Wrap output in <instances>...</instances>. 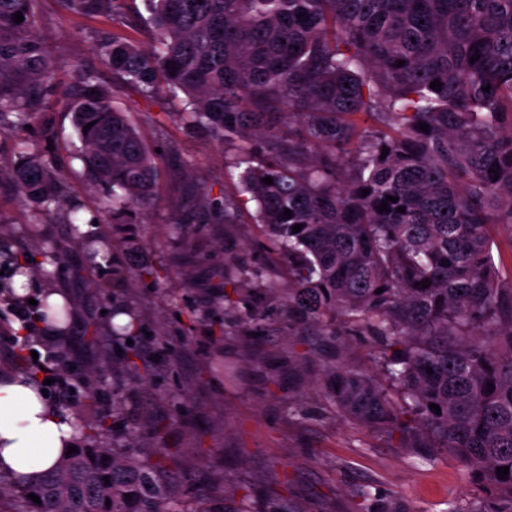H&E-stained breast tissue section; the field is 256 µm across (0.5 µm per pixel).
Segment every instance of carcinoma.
<instances>
[{"label": "carcinoma", "instance_id": "carcinoma-1", "mask_svg": "<svg viewBox=\"0 0 512 512\" xmlns=\"http://www.w3.org/2000/svg\"><path fill=\"white\" fill-rule=\"evenodd\" d=\"M62 2L143 26L153 45L103 31L96 50L112 84L83 66L65 80L39 33V0H0V134L39 122V140H18L7 174L20 202L44 215L71 202L39 146L55 137L60 100L84 181L112 199V221L133 222L156 197L158 171L114 93L184 95L189 127L229 158L224 204L188 186L178 223L202 214L257 225L288 256V323L336 344L325 385L336 412L454 455L473 487L452 512H512V281L491 233L512 228V0H146V18L127 16L126 0ZM388 195L397 202L381 213ZM246 275L224 259V284ZM112 279L138 281L116 259ZM356 336L377 350L385 382L346 362ZM120 407L112 400L107 427L91 403L77 451L32 485L0 480V498L13 512H197L180 498L166 449L144 455L146 428L117 421Z\"/></svg>", "mask_w": 512, "mask_h": 512}]
</instances>
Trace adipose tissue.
Listing matches in <instances>:
<instances>
[{
    "instance_id": "1",
    "label": "adipose tissue",
    "mask_w": 512,
    "mask_h": 512,
    "mask_svg": "<svg viewBox=\"0 0 512 512\" xmlns=\"http://www.w3.org/2000/svg\"><path fill=\"white\" fill-rule=\"evenodd\" d=\"M75 443L70 414L49 403L37 382L10 373L0 378V473L36 480Z\"/></svg>"
}]
</instances>
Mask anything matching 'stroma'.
<instances>
[{
    "label": "stroma",
    "instance_id": "35a3bbf8",
    "mask_svg": "<svg viewBox=\"0 0 512 512\" xmlns=\"http://www.w3.org/2000/svg\"><path fill=\"white\" fill-rule=\"evenodd\" d=\"M39 14L40 33L62 76L78 64L97 65V32L118 28L108 18L72 15L60 0H39ZM114 104L158 151V198L146 222L110 223L108 200L83 183L71 115L56 104L52 153L82 204L74 216L80 232L72 234L62 210L46 216L44 228L66 261L53 284L81 305V318L69 329L65 366L95 384L49 391V401L76 416L90 401L107 409L120 398L123 420L159 429L165 447L179 450L182 489L200 512H221L228 490L252 501L273 498L301 512H374L379 500L392 512H450L465 503L470 485L447 451L425 460L400 435L368 431L329 406L320 369L297 371L293 357L314 351L317 339L289 330L282 315L288 260L271 251L255 225L192 224L184 236L172 237L182 177L170 149L190 164L195 184L220 198L223 145L206 133H187L173 118L183 109L180 102L152 103L121 91ZM34 220L10 181H0V238L41 252L40 241L27 232ZM228 256L261 267L265 296L255 301L248 288L236 295L239 313L256 305L254 329L220 339L213 332L224 315L217 298ZM115 258L156 275L133 288L109 287ZM11 280V273L0 276V372L18 368L13 336L20 323L12 296L2 289ZM99 284L104 292H96ZM122 308L140 327L134 339L112 335L111 313ZM129 343L139 353L132 368L115 352Z\"/></svg>",
    "mask_w": 512,
    "mask_h": 512
}]
</instances>
